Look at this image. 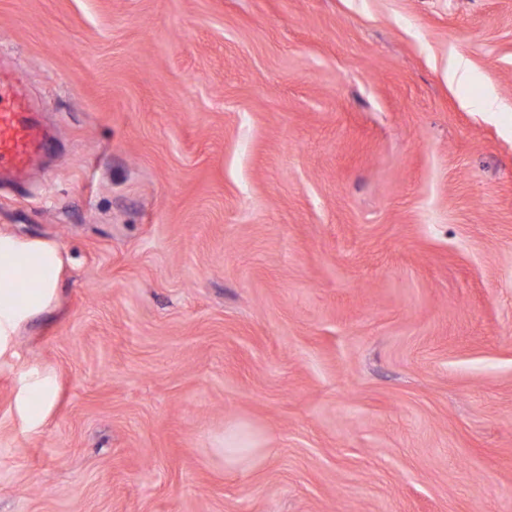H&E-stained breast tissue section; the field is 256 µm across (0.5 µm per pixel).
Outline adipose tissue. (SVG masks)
<instances>
[{
	"label": "adipose tissue",
	"mask_w": 512,
	"mask_h": 512,
	"mask_svg": "<svg viewBox=\"0 0 512 512\" xmlns=\"http://www.w3.org/2000/svg\"><path fill=\"white\" fill-rule=\"evenodd\" d=\"M64 261L59 244L0 231V361L14 357L16 337L56 302Z\"/></svg>",
	"instance_id": "adipose-tissue-1"
}]
</instances>
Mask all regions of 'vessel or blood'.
I'll return each instance as SVG.
<instances>
[{"label":"vessel or blood","mask_w":512,"mask_h":512,"mask_svg":"<svg viewBox=\"0 0 512 512\" xmlns=\"http://www.w3.org/2000/svg\"><path fill=\"white\" fill-rule=\"evenodd\" d=\"M52 135L13 76L0 68V183L25 181Z\"/></svg>","instance_id":"1"}]
</instances>
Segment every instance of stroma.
<instances>
[{"label":"stroma","instance_id":"35a3bbf8","mask_svg":"<svg viewBox=\"0 0 512 512\" xmlns=\"http://www.w3.org/2000/svg\"><path fill=\"white\" fill-rule=\"evenodd\" d=\"M0 54L54 132L0 229L66 256L0 512H512V0H0Z\"/></svg>","mask_w":512,"mask_h":512}]
</instances>
